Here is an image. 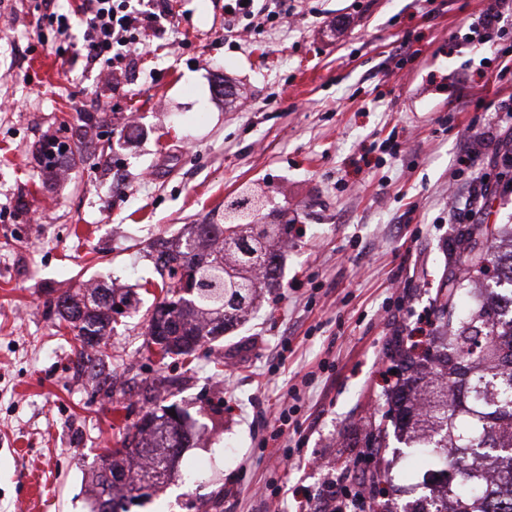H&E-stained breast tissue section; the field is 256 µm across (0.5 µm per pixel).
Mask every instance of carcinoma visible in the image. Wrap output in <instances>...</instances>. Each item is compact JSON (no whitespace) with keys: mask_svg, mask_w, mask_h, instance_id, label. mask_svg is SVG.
I'll return each mask as SVG.
<instances>
[{"mask_svg":"<svg viewBox=\"0 0 512 512\" xmlns=\"http://www.w3.org/2000/svg\"><path fill=\"white\" fill-rule=\"evenodd\" d=\"M256 211L255 199L243 194L227 204V223L190 225L185 246L149 245L163 297L148 320L147 347L157 346L160 358L190 356L246 319L263 288L276 280L277 247L285 244L288 225L257 224ZM498 236L499 230L488 232L482 224L458 231V265L478 273L487 263L499 267ZM202 240L222 246L207 248ZM185 279L199 284L194 294H179ZM470 284L467 276L443 281L435 298L442 335L419 352H402L399 369L409 377L391 396L395 410L388 417L413 447L425 449L431 479L443 490L431 512H492L498 486L489 478L498 462L473 455L472 448L496 447L512 479V317H491L497 293L473 301ZM133 304L130 292L103 285L52 300L56 319L80 342L77 364L104 386L112 384L104 361L112 315ZM119 443L94 461L90 512H129L125 502H147L151 495L137 494V486L151 481L156 492L166 486L187 438L180 418L150 410L120 433Z\"/></svg>","mask_w":512,"mask_h":512,"instance_id":"obj_1","label":"carcinoma"}]
</instances>
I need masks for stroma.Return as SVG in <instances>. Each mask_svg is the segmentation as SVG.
<instances>
[{"label": "stroma", "instance_id": "1", "mask_svg": "<svg viewBox=\"0 0 512 512\" xmlns=\"http://www.w3.org/2000/svg\"><path fill=\"white\" fill-rule=\"evenodd\" d=\"M78 3L0 0V512H88L97 455L172 403L197 436L181 474L204 467L131 512H199L219 490L216 512H316L327 484L374 470L397 479L377 498L389 512L426 504L399 481L411 451L395 435L367 457L366 422L388 409L397 331L440 323L459 229L449 188L512 143L493 112L463 107L460 76L487 48L462 39L489 0H286L291 26L231 33L226 0H168L118 81L87 63ZM51 12L69 15L67 35ZM51 135L71 152L50 174L37 153ZM476 137V165L457 164ZM244 190L262 196V222L290 224L279 286L223 339L159 360L142 348L161 283L146 246L223 223ZM89 280L139 298L107 338L109 395L46 307Z\"/></svg>", "mask_w": 512, "mask_h": 512}]
</instances>
